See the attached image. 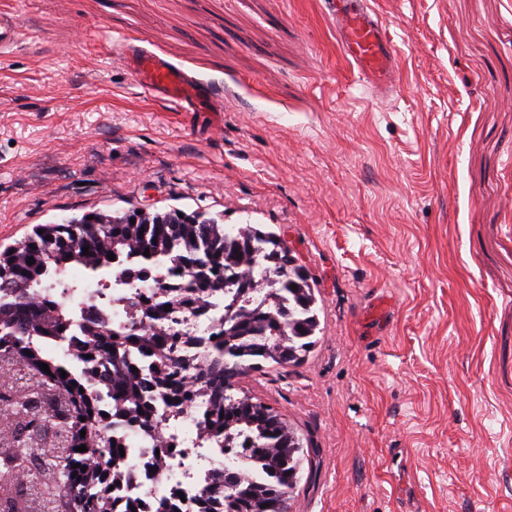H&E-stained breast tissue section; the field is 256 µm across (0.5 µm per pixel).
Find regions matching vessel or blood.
Instances as JSON below:
<instances>
[{
    "label": "vessel or blood",
    "instance_id": "vessel-or-blood-1",
    "mask_svg": "<svg viewBox=\"0 0 512 512\" xmlns=\"http://www.w3.org/2000/svg\"><path fill=\"white\" fill-rule=\"evenodd\" d=\"M336 35L347 59L354 63L366 85L375 94L387 98L398 89L397 69L392 41L383 17L370 0H331ZM22 35L14 13L0 12V53L11 49ZM139 84L153 96L175 103L186 112H206L212 96L201 82L158 55L125 42L120 46Z\"/></svg>",
    "mask_w": 512,
    "mask_h": 512
}]
</instances>
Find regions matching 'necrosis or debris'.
<instances>
[{
    "label": "necrosis or debris",
    "mask_w": 512,
    "mask_h": 512,
    "mask_svg": "<svg viewBox=\"0 0 512 512\" xmlns=\"http://www.w3.org/2000/svg\"><path fill=\"white\" fill-rule=\"evenodd\" d=\"M142 269L143 276L129 279L124 266L115 267L113 277L123 280L124 285L113 289L108 300L102 298L101 288L92 283L75 293L44 287L37 294L45 305L74 312L51 346L84 377L92 391L100 393L99 408L111 417V428L97 438L93 461L112 463L117 479L111 492L113 500L139 501L140 512H198V499L223 478L225 461L235 458L234 453L224 452L215 439L201 430L210 410V395L201 373L212 338L223 328L224 297H205V311L201 314L191 309L174 315L165 313V305L189 286L190 275L173 271L168 263H146ZM89 310L115 331L160 329L164 341L174 347L175 364L168 384L191 391V401L172 408L164 399H156L152 418L145 423L130 425L125 418L116 416L110 390L103 381L105 365L90 364L78 351L85 339L81 315ZM113 440L123 446L124 456L113 457L109 446Z\"/></svg>",
    "instance_id": "1"
}]
</instances>
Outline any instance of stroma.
Returning a JSON list of instances; mask_svg holds the SVG:
<instances>
[{"label": "stroma", "mask_w": 512, "mask_h": 512, "mask_svg": "<svg viewBox=\"0 0 512 512\" xmlns=\"http://www.w3.org/2000/svg\"><path fill=\"white\" fill-rule=\"evenodd\" d=\"M373 97L326 0H0V252L37 225L203 214L315 284L297 363L242 377L297 430L288 512H512V0H373ZM129 41L222 96L145 93ZM22 36V29L13 12H0V53L11 49Z\"/></svg>", "instance_id": "obj_1"}]
</instances>
